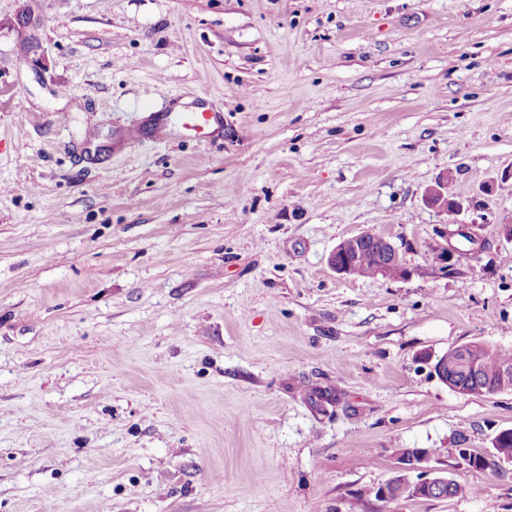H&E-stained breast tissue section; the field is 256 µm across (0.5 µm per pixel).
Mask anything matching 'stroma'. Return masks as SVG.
<instances>
[{
    "mask_svg": "<svg viewBox=\"0 0 512 512\" xmlns=\"http://www.w3.org/2000/svg\"><path fill=\"white\" fill-rule=\"evenodd\" d=\"M510 222L512 0H0V512H512V391L430 365L512 349ZM404 448L469 494L378 498ZM181 121V127L185 130H215L224 126V115L220 112H206L192 110L189 112H178ZM454 200L456 199L448 191V178L430 187L426 192V201L442 212H453L451 204ZM454 229H449L448 225L440 231V237L445 241L444 244H439V248L437 250V259L439 263V269L443 272L448 271V262H452L454 260H459V256L466 259H472L473 255L477 252L475 247L469 246V248L462 249L460 254L455 246L451 243V240L455 238V236L462 232L466 234H470L478 241L481 239L480 234L478 232V226L475 224H454ZM370 239L380 243H374ZM366 242L368 243L364 245ZM362 246L360 254L352 257L350 261V271L349 256L356 255ZM381 252L383 264L378 275L385 279H400L408 275L407 269L400 262L398 249L392 241L371 230H364L342 240L331 253L329 264L336 273L346 277H350L351 273L354 278H373L381 261Z\"/></svg>",
    "mask_w": 512,
    "mask_h": 512,
    "instance_id": "1",
    "label": "stroma"
}]
</instances>
